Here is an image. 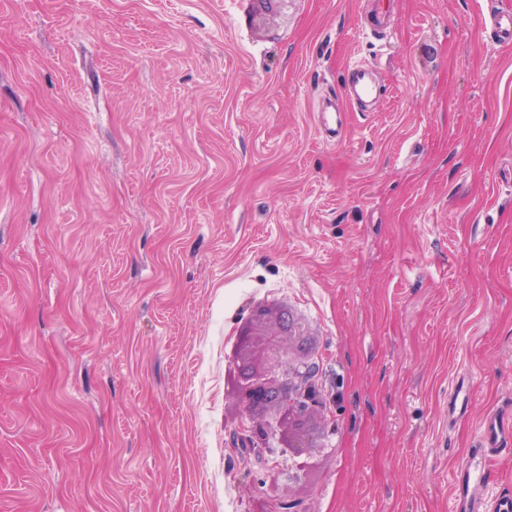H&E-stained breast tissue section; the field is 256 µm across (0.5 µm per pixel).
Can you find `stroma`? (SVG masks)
<instances>
[{
  "label": "stroma",
  "instance_id": "stroma-1",
  "mask_svg": "<svg viewBox=\"0 0 512 512\" xmlns=\"http://www.w3.org/2000/svg\"><path fill=\"white\" fill-rule=\"evenodd\" d=\"M384 2L0 0V512H457L512 424V0ZM262 301L334 397L299 483L233 446ZM487 25L493 40L502 45L512 44V13L494 12L488 17ZM349 100L359 104H366L373 95L372 77L369 71L356 66L352 72L346 87ZM480 437L483 448L498 452L510 441V431L506 430L504 423L496 415H489L482 423ZM488 479L485 465H475L474 459L466 460L456 475V487L461 500L467 499L471 485H480Z\"/></svg>",
  "mask_w": 512,
  "mask_h": 512
}]
</instances>
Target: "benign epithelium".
<instances>
[{
    "label": "benign epithelium",
    "mask_w": 512,
    "mask_h": 512,
    "mask_svg": "<svg viewBox=\"0 0 512 512\" xmlns=\"http://www.w3.org/2000/svg\"><path fill=\"white\" fill-rule=\"evenodd\" d=\"M272 316L288 335L259 328ZM306 350L301 323L283 310L258 303L228 359L232 392L245 412L233 435L235 444L273 467L287 454L300 472L305 471L310 449L329 433L316 426L315 419L326 422L331 411L319 365Z\"/></svg>",
    "instance_id": "benign-epithelium-1"
}]
</instances>
